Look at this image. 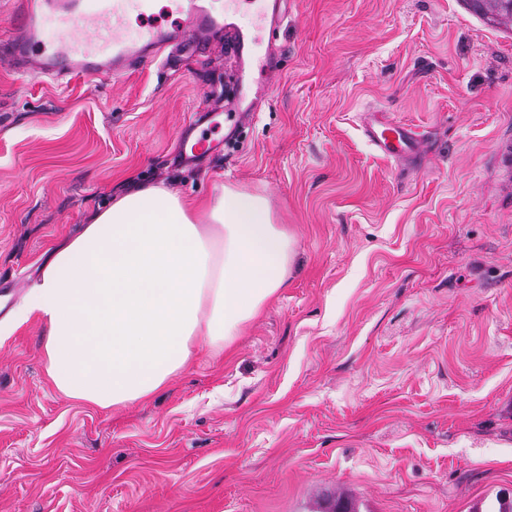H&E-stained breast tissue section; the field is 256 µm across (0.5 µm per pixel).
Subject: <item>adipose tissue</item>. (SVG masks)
<instances>
[{
    "label": "adipose tissue",
    "mask_w": 512,
    "mask_h": 512,
    "mask_svg": "<svg viewBox=\"0 0 512 512\" xmlns=\"http://www.w3.org/2000/svg\"><path fill=\"white\" fill-rule=\"evenodd\" d=\"M295 238L263 196L224 189L201 207L141 185L55 249L15 322L46 328L53 385L101 408L148 399L193 358L224 349L286 284Z\"/></svg>",
    "instance_id": "ef3b65f1"
}]
</instances>
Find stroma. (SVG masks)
Masks as SVG:
<instances>
[{
	"instance_id": "obj_1",
	"label": "stroma",
	"mask_w": 512,
	"mask_h": 512,
	"mask_svg": "<svg viewBox=\"0 0 512 512\" xmlns=\"http://www.w3.org/2000/svg\"><path fill=\"white\" fill-rule=\"evenodd\" d=\"M266 101L163 51L68 81L0 60V512H474L512 496V26L463 0H290ZM424 137L378 155L365 112ZM210 153L185 159L181 136ZM266 196L288 282L224 354L99 409L49 380L13 310L52 249L132 182Z\"/></svg>"
}]
</instances>
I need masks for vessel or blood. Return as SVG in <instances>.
Listing matches in <instances>:
<instances>
[{
	"label": "vessel or blood",
	"mask_w": 512,
	"mask_h": 512,
	"mask_svg": "<svg viewBox=\"0 0 512 512\" xmlns=\"http://www.w3.org/2000/svg\"><path fill=\"white\" fill-rule=\"evenodd\" d=\"M126 4L127 0H15L6 62L24 75L95 78L124 73L137 61L169 48L202 53L219 31L226 55L235 60H242L245 49L253 45L251 36L231 23L229 12L214 10L211 0H176L179 24H147L131 41L124 30ZM50 16L59 23L60 36L48 46L42 35ZM276 62L277 52L271 47L252 56L256 97L269 94ZM365 132L375 150L388 158L408 155L418 145L414 130L387 118L368 121Z\"/></svg>",
	"instance_id": "vessel-or-blood-1"
}]
</instances>
